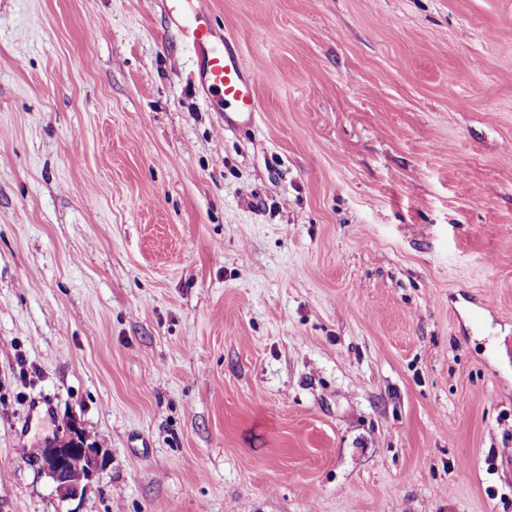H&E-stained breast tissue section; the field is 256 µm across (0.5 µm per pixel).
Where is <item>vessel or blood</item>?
Wrapping results in <instances>:
<instances>
[{"mask_svg": "<svg viewBox=\"0 0 512 512\" xmlns=\"http://www.w3.org/2000/svg\"><path fill=\"white\" fill-rule=\"evenodd\" d=\"M180 28L199 56L196 77L203 92L219 95L240 119L254 122L259 110L255 91L259 73L245 69L232 37L211 26L202 10L182 19Z\"/></svg>", "mask_w": 512, "mask_h": 512, "instance_id": "obj_1", "label": "vessel or blood"}]
</instances>
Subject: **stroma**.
Segmentation results:
<instances>
[{"mask_svg": "<svg viewBox=\"0 0 512 512\" xmlns=\"http://www.w3.org/2000/svg\"><path fill=\"white\" fill-rule=\"evenodd\" d=\"M0 512H512V0H0ZM180 28L185 42L200 58L196 77L203 92L219 95L240 119L253 123L259 112L258 70L245 69L232 37L211 26L203 9L188 18L182 16ZM82 431V427L72 421L63 436L48 448L41 449L42 470L52 480L59 498L64 502L82 496L93 476L112 460L110 449L100 443H89L97 441L85 432L83 435L87 441H83ZM71 456H76L73 458L75 464L78 458L81 459L77 470L71 464Z\"/></svg>", "mask_w": 512, "mask_h": 512, "instance_id": "obj_1", "label": "stroma"}]
</instances>
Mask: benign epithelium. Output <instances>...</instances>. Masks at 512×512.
<instances>
[{
	"label": "benign epithelium",
	"instance_id": "1",
	"mask_svg": "<svg viewBox=\"0 0 512 512\" xmlns=\"http://www.w3.org/2000/svg\"><path fill=\"white\" fill-rule=\"evenodd\" d=\"M80 458L78 467H73L71 457ZM110 449L102 444L82 440V427L75 421L66 433L45 449L40 455L41 467L52 480L55 490L63 502L82 496L93 476L110 464Z\"/></svg>",
	"mask_w": 512,
	"mask_h": 512
}]
</instances>
